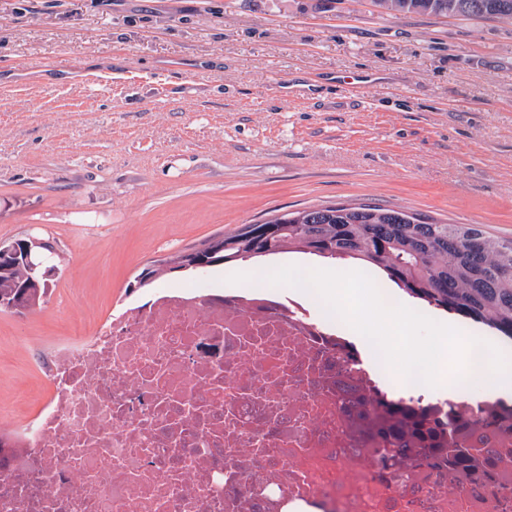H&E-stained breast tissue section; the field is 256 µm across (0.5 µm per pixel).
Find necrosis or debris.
Listing matches in <instances>:
<instances>
[{
    "label": "necrosis or debris",
    "mask_w": 512,
    "mask_h": 512,
    "mask_svg": "<svg viewBox=\"0 0 512 512\" xmlns=\"http://www.w3.org/2000/svg\"><path fill=\"white\" fill-rule=\"evenodd\" d=\"M312 299L153 288L56 344L0 512H512V404L394 384Z\"/></svg>",
    "instance_id": "1"
}]
</instances>
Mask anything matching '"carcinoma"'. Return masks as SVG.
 Masks as SVG:
<instances>
[{"instance_id":"obj_1","label":"carcinoma","mask_w":512,"mask_h":512,"mask_svg":"<svg viewBox=\"0 0 512 512\" xmlns=\"http://www.w3.org/2000/svg\"><path fill=\"white\" fill-rule=\"evenodd\" d=\"M396 12L470 19L510 18L512 0H375ZM278 228L258 236L247 224L223 236L224 252L209 267L299 250L331 259L357 258L382 269L403 291L435 308L481 320L512 338V238L493 237L479 224L427 222L403 209L310 206L267 220ZM189 252L145 267L135 286L192 270ZM27 268L0 264V302L18 297Z\"/></svg>"}]
</instances>
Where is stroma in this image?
I'll use <instances>...</instances> for the list:
<instances>
[{
	"label": "stroma",
	"mask_w": 512,
	"mask_h": 512,
	"mask_svg": "<svg viewBox=\"0 0 512 512\" xmlns=\"http://www.w3.org/2000/svg\"><path fill=\"white\" fill-rule=\"evenodd\" d=\"M512 236V19L373 0H0V241L63 262L0 311V432L141 269L319 205Z\"/></svg>",
	"instance_id": "35a3bbf8"
}]
</instances>
